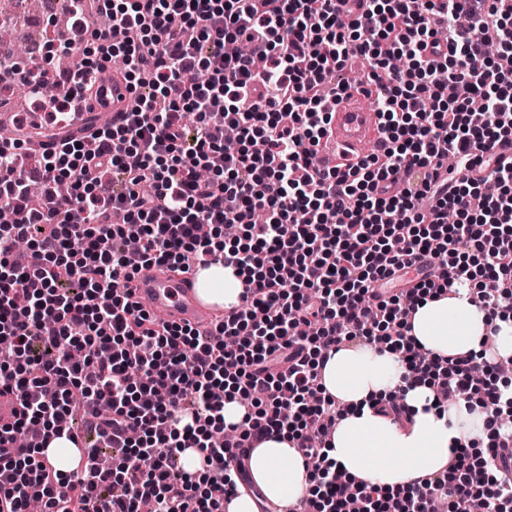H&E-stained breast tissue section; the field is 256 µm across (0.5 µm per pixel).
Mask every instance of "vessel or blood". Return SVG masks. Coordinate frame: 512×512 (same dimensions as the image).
<instances>
[{"label": "vessel or blood", "mask_w": 512, "mask_h": 512, "mask_svg": "<svg viewBox=\"0 0 512 512\" xmlns=\"http://www.w3.org/2000/svg\"><path fill=\"white\" fill-rule=\"evenodd\" d=\"M95 90L94 111L71 113L68 120L59 123L53 122L50 113H29L25 129L29 145L45 151L53 149L63 137L88 138L101 114L109 113L119 118L138 103L134 91L115 72L101 73ZM378 129L379 114L371 94L363 89L351 90L337 99L321 143L356 162L363 159L369 146L376 143ZM201 269V264L196 262L180 275L158 266L142 268L130 285L133 299L142 310L162 313L169 322L206 329L223 315L224 310L199 295L196 281Z\"/></svg>", "instance_id": "vessel-or-blood-1"}]
</instances>
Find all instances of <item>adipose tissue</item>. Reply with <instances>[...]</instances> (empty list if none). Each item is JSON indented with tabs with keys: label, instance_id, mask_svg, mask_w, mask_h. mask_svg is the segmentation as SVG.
Returning <instances> with one entry per match:
<instances>
[{
	"label": "adipose tissue",
	"instance_id": "obj_1",
	"mask_svg": "<svg viewBox=\"0 0 512 512\" xmlns=\"http://www.w3.org/2000/svg\"><path fill=\"white\" fill-rule=\"evenodd\" d=\"M198 288L204 298L222 307L242 302L243 278L220 263L203 269ZM410 334L432 357L481 353L484 340L492 351L512 356V321L490 328L488 312L469 299L468 288L453 296L427 299L409 317ZM406 367L400 352L370 344L330 352L321 369L327 395L342 403L347 414L326 447L329 459L349 478L393 489L442 472L458 448L486 441L488 414L478 403L459 399L440 410L427 385L405 387ZM404 391L413 411L402 423L374 409L376 401ZM249 470L265 497L297 503L307 493L308 472L303 456L287 434L263 441L249 458Z\"/></svg>",
	"mask_w": 512,
	"mask_h": 512
}]
</instances>
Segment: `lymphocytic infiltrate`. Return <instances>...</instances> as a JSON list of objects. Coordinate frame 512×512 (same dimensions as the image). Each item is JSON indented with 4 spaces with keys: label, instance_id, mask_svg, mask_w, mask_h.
Returning <instances> with one entry per match:
<instances>
[{
    "label": "lymphocytic infiltrate",
    "instance_id": "1",
    "mask_svg": "<svg viewBox=\"0 0 512 512\" xmlns=\"http://www.w3.org/2000/svg\"><path fill=\"white\" fill-rule=\"evenodd\" d=\"M70 0L79 46L66 111L120 62L142 94L136 111L67 140L17 169L20 139L0 145V389L21 413L0 427V512H224L244 481L215 442L224 402L242 401L236 432L288 431L314 483L310 507L446 512L481 503L512 512V433L479 461L462 448L406 491L346 480L324 451L342 408L317 360L345 343L386 337L426 381L436 406L476 393L490 419L508 397L497 364L467 354L436 362L409 335L427 298L470 285L491 316L512 317V0H93L106 27ZM496 49L480 71L485 46ZM379 89L380 149L351 165L314 166L324 104L352 53ZM138 251L123 247L128 234ZM27 242L24 261L13 258ZM223 262L244 277L241 306L203 333L139 309L122 283L146 266ZM417 266L413 286L392 289ZM28 433L21 448L17 438ZM109 448L110 467L61 475L40 439ZM198 449L219 469L186 472Z\"/></svg>",
    "mask_w": 512,
    "mask_h": 512
}]
</instances>
